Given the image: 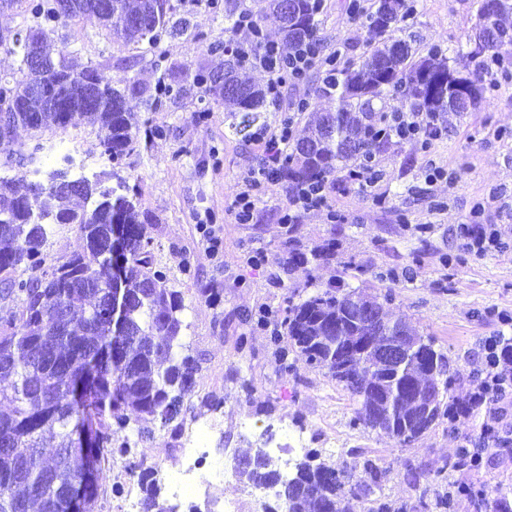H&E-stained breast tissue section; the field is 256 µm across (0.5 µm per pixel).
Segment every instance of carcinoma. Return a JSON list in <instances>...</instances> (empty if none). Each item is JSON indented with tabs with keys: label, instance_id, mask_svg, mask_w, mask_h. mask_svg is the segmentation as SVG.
I'll use <instances>...</instances> for the list:
<instances>
[{
	"label": "carcinoma",
	"instance_id": "carcinoma-1",
	"mask_svg": "<svg viewBox=\"0 0 512 512\" xmlns=\"http://www.w3.org/2000/svg\"><path fill=\"white\" fill-rule=\"evenodd\" d=\"M63 0H0V9L26 4L25 28L14 32L31 41L43 54L55 30L85 14L95 15L112 36L126 44L148 43L158 48L166 34L182 31L173 20L170 0H112V11L102 14L96 0H72L78 9L65 13ZM282 0H265L264 9L281 21L283 41L294 47L314 36L320 0H294L288 15ZM406 0H378L365 20L371 33L367 50L355 62L336 67L328 96L336 109H310L308 133L280 153L279 174L292 183H325L345 170L356 180L354 163L380 145L366 123L374 111L372 101L399 94L419 112L445 117L463 115L494 89L456 71L476 90L471 103L433 80L448 76V58L432 47L415 62L413 48L393 34L407 26ZM512 14L509 0H496L494 15L480 0L478 16L496 27L493 44L471 39L466 53L490 72L503 64L496 48L512 43V26L503 19ZM239 55L224 73H200L205 91L224 102V111L238 118L234 129L243 137L267 111L269 88L240 78ZM240 86L230 94L224 83ZM64 88L72 108L71 122L86 118L98 125L105 155L122 165L140 134L137 113L128 92L112 87L110 78L93 66L73 65L67 71L39 70L22 60L18 73L0 77V107L14 110V126L36 133L64 127L61 113L52 109L42 90ZM49 183L38 189L17 181L0 180V512H66L63 493L72 484H85L84 512H94L107 466L116 457L124 461L126 475L137 478L143 512H167L154 471L144 466L137 448L160 423L178 436L183 409L194 393L201 368L196 357L182 353L184 305L169 287L167 274L154 267V242L146 225L156 222L140 210L136 194L109 191L95 181L84 192L70 184ZM80 198L92 206L72 205ZM54 224H73L86 241L83 251L61 264H46L43 249ZM130 229L123 265L126 290L121 328L111 326L104 306L110 294L111 267L100 254L108 246L114 225ZM381 308L376 296L345 290L341 280L288 309L284 324L289 349L306 364L325 368L356 401L354 424L377 430L395 444L410 443L438 421L452 422L460 407L451 394L448 357L435 350L433 341L416 334L400 316L385 315L368 321L359 309ZM404 337L406 354L397 368L381 363L379 350L365 340ZM437 382L433 399L417 397V382ZM85 429L97 450H83L75 431ZM307 452L296 460L283 495L270 512H417L393 506L382 493L385 472L374 460L356 457L344 479L336 468ZM246 470L236 481L259 487L279 469L259 448L248 456ZM465 495L471 512H484L485 499L459 486L437 499L434 508L451 509L454 497Z\"/></svg>",
	"mask_w": 512,
	"mask_h": 512
}]
</instances>
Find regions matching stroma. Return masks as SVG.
<instances>
[{
  "label": "stroma",
  "mask_w": 512,
  "mask_h": 512,
  "mask_svg": "<svg viewBox=\"0 0 512 512\" xmlns=\"http://www.w3.org/2000/svg\"><path fill=\"white\" fill-rule=\"evenodd\" d=\"M260 3L218 0L212 7L171 0L175 18L186 20L188 29L165 37L156 52L144 43L113 39L92 16L57 28L53 49L101 67L114 87L136 83L152 90L159 80L176 77L183 91L162 98L156 111L141 113L157 133L140 138L120 171L106 160L97 125L83 121L39 137L17 128L11 141L0 144V177L38 182L63 168L70 178L98 179L108 187L121 177L135 189L142 210L155 216L147 232L157 265L167 270L171 288L183 298V341L202 366L197 391L224 400L220 410L199 405L190 415L210 441L229 442L226 452H212L210 465L199 469L205 479L200 500L233 512H257L259 502L274 503L273 490L226 478L224 465L265 443H283L287 430L305 432L311 447L337 470H345L358 454L374 459L387 472L383 493L396 504L434 503L455 483L512 491V452L493 447L481 468L449 472L444 481L411 476L415 469L434 474L454 461L458 449L479 438L492 420L486 412L452 426L439 421L417 440L396 446L378 431L353 425L357 404L326 370L308 366L293 353L288 356L293 370H282L279 355L288 340L272 338L288 305L341 279L369 295L392 294L387 310L405 316L447 355L455 395L463 398L474 390L484 340L512 338V251L480 260L461 256L454 229L471 223L479 204L484 207L481 223H512L501 209L512 205V78L497 79L492 95L472 112L447 115L429 147L403 142L377 151L383 176L373 188L343 180L329 184L324 206L286 226L280 218L290 197L286 183L276 181L258 196L250 223L240 224L231 202L263 147L235 132L233 117L194 85L193 76L200 69L223 68L225 13L255 10ZM350 3L324 0L317 36L326 52L339 49L353 59L366 50L370 34L353 20ZM416 4L408 32L419 55L431 45L453 49L471 37L478 0ZM303 100L320 110L334 106L312 74L283 83L274 111L263 113L262 123L273 129L292 119L294 138L303 137L308 115L297 109ZM38 140L47 147L64 145L69 164L46 155L35 168L5 165L8 153L29 149ZM436 168L453 174L455 183L427 184L426 176ZM214 238L219 244L213 249ZM258 249L268 261L256 267L249 257ZM263 311L270 327L254 321ZM492 421L500 427L512 424V405ZM138 451L148 465L168 474L184 465L180 446L166 429H155Z\"/></svg>",
  "instance_id": "obj_1"
}]
</instances>
